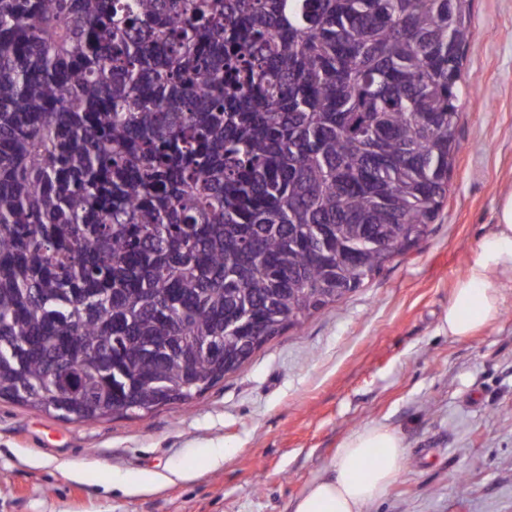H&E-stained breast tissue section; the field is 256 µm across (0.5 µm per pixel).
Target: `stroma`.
<instances>
[{
  "label": "stroma",
  "mask_w": 512,
  "mask_h": 512,
  "mask_svg": "<svg viewBox=\"0 0 512 512\" xmlns=\"http://www.w3.org/2000/svg\"><path fill=\"white\" fill-rule=\"evenodd\" d=\"M470 28L429 234L188 402L87 424L0 400V512H290L374 423L407 453L366 512H512V296L471 338L440 329L512 190V0H472Z\"/></svg>",
  "instance_id": "obj_1"
}]
</instances>
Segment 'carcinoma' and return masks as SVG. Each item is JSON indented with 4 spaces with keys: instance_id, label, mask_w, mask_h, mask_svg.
Returning a JSON list of instances; mask_svg holds the SVG:
<instances>
[{
    "instance_id": "carcinoma-1",
    "label": "carcinoma",
    "mask_w": 512,
    "mask_h": 512,
    "mask_svg": "<svg viewBox=\"0 0 512 512\" xmlns=\"http://www.w3.org/2000/svg\"><path fill=\"white\" fill-rule=\"evenodd\" d=\"M470 5L0 0V399L189 401L428 235Z\"/></svg>"
}]
</instances>
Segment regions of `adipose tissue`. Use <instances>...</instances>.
<instances>
[{
    "label": "adipose tissue",
    "mask_w": 512,
    "mask_h": 512,
    "mask_svg": "<svg viewBox=\"0 0 512 512\" xmlns=\"http://www.w3.org/2000/svg\"><path fill=\"white\" fill-rule=\"evenodd\" d=\"M512 292V191L500 199L495 230L480 239L473 259L458 280L441 328L465 339L492 326ZM406 459L400 433L369 424L351 432L330 461L328 473L313 481L292 505V512H364L383 497Z\"/></svg>",
    "instance_id": "obj_1"
}]
</instances>
